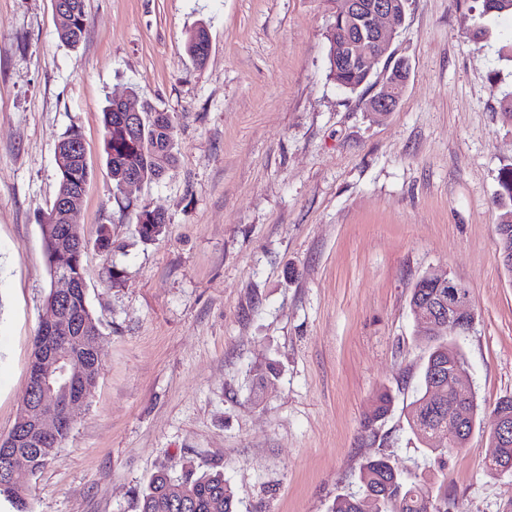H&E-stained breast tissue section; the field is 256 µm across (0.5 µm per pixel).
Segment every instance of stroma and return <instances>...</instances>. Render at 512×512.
<instances>
[{
  "mask_svg": "<svg viewBox=\"0 0 512 512\" xmlns=\"http://www.w3.org/2000/svg\"><path fill=\"white\" fill-rule=\"evenodd\" d=\"M472 0H408L392 50L410 76L382 116L329 76L330 0H86L78 47L53 0H0V435L27 390L49 291L39 219L55 149L82 135L94 177L75 221L101 324L99 383L38 474L34 512H136L160 471L223 472L239 512H327L361 464L420 454L407 412L427 355L409 313L416 281L448 270L473 294L460 343L480 403L512 395V276L494 204L512 165V17L468 38ZM206 25L196 66L189 31ZM135 91L172 116L176 163L114 195L102 112ZM165 213L158 240L142 208ZM107 229L111 253L98 250ZM270 363L275 376L258 381ZM395 398L374 431L378 390ZM482 414L445 471L448 512H512V475L483 462ZM136 232L143 243L153 242L163 234L167 220L157 209L142 208L136 214Z\"/></svg>",
  "mask_w": 512,
  "mask_h": 512,
  "instance_id": "1",
  "label": "stroma"
}]
</instances>
